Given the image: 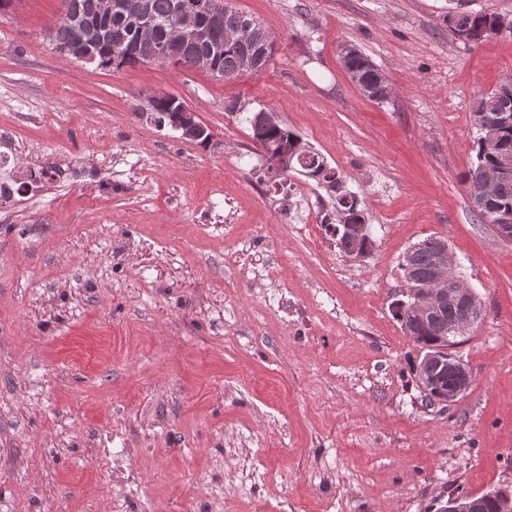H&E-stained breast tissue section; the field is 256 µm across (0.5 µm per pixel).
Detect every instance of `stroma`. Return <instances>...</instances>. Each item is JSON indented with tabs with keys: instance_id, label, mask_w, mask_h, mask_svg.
<instances>
[{
	"instance_id": "1",
	"label": "stroma",
	"mask_w": 512,
	"mask_h": 512,
	"mask_svg": "<svg viewBox=\"0 0 512 512\" xmlns=\"http://www.w3.org/2000/svg\"><path fill=\"white\" fill-rule=\"evenodd\" d=\"M231 5L276 51L230 79L58 52L66 0L0 10V130L20 142L0 203V512H436L512 484V241L464 180L512 33L475 44L448 24L512 18V0ZM347 44L385 101L360 94ZM164 94L208 144L155 122ZM261 110L342 172L367 257L339 249L324 186L269 173ZM430 236L483 303L450 404L425 400L392 315Z\"/></svg>"
}]
</instances>
